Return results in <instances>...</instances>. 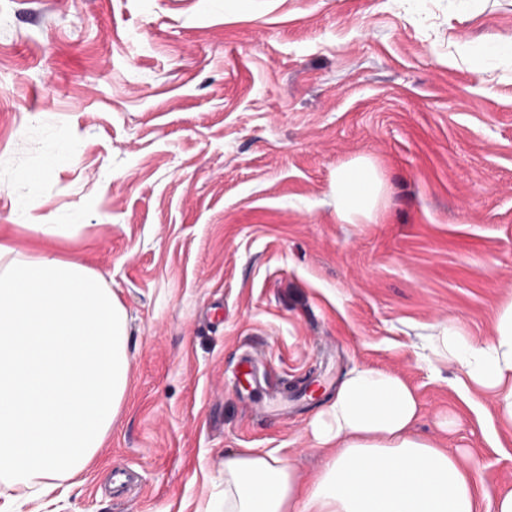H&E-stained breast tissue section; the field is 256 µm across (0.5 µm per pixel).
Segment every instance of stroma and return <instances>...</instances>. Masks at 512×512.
Returning a JSON list of instances; mask_svg holds the SVG:
<instances>
[{
	"instance_id": "obj_1",
	"label": "stroma",
	"mask_w": 512,
	"mask_h": 512,
	"mask_svg": "<svg viewBox=\"0 0 512 512\" xmlns=\"http://www.w3.org/2000/svg\"><path fill=\"white\" fill-rule=\"evenodd\" d=\"M509 36L512 0H0V237L76 225L55 249L104 274L131 356L79 486L32 512H206L243 448L307 482L327 395L299 390L363 365L512 490L493 399L419 359L450 321L489 340L512 299V57L458 54ZM360 156L386 203L341 224L328 185Z\"/></svg>"
}]
</instances>
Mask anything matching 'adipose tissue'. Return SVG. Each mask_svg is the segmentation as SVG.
<instances>
[{"label":"adipose tissue","instance_id":"adipose-tissue-1","mask_svg":"<svg viewBox=\"0 0 512 512\" xmlns=\"http://www.w3.org/2000/svg\"><path fill=\"white\" fill-rule=\"evenodd\" d=\"M343 224L375 220L385 183L359 157L329 183ZM41 245L19 251L0 238V476L14 493L40 498L79 477L110 433L130 372L127 315L102 273L60 257L59 224L33 225ZM426 366L458 365L456 387L491 395L512 427V301L494 333L474 342L459 323L426 341ZM413 389L398 374L350 371L308 424L325 461L307 484L278 451L246 448L224 459V512H512V490L489 493L473 461L420 436Z\"/></svg>","mask_w":512,"mask_h":512}]
</instances>
